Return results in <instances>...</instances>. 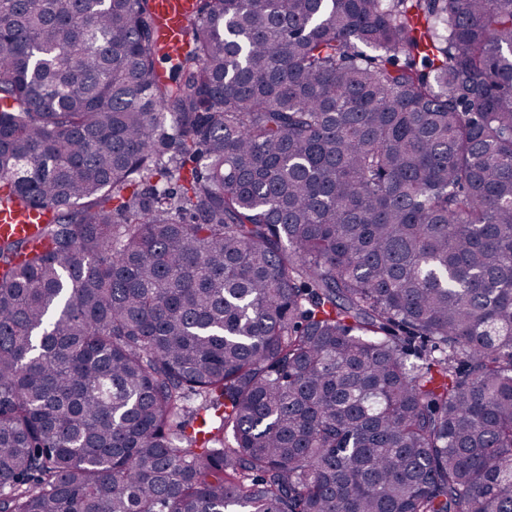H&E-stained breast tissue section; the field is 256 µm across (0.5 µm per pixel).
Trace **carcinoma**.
I'll return each instance as SVG.
<instances>
[{
  "label": "carcinoma",
  "mask_w": 512,
  "mask_h": 512,
  "mask_svg": "<svg viewBox=\"0 0 512 512\" xmlns=\"http://www.w3.org/2000/svg\"><path fill=\"white\" fill-rule=\"evenodd\" d=\"M181 36L0 0V512H512V0ZM42 220L45 217L39 210H0V237L32 241Z\"/></svg>",
  "instance_id": "carcinoma-1"
}]
</instances>
